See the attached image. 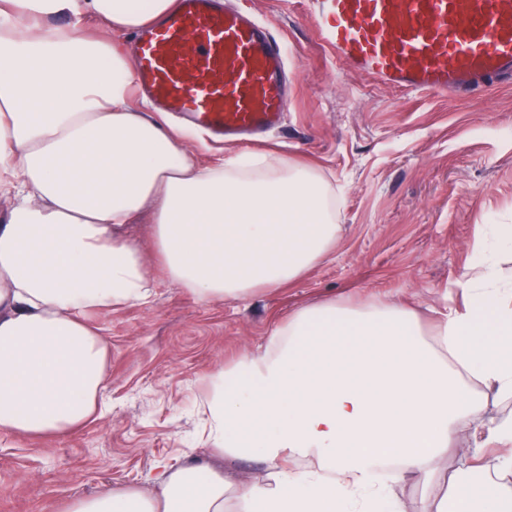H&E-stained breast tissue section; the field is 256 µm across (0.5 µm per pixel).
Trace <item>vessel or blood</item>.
Wrapping results in <instances>:
<instances>
[{"label": "vessel or blood", "mask_w": 512, "mask_h": 512, "mask_svg": "<svg viewBox=\"0 0 512 512\" xmlns=\"http://www.w3.org/2000/svg\"><path fill=\"white\" fill-rule=\"evenodd\" d=\"M320 43L398 90L469 94L512 75V0H310ZM136 84L224 141L257 142L288 110L271 27L224 0H180L133 42Z\"/></svg>", "instance_id": "1"}]
</instances>
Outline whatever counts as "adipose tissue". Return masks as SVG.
Listing matches in <instances>:
<instances>
[{"label": "adipose tissue", "mask_w": 512, "mask_h": 512, "mask_svg": "<svg viewBox=\"0 0 512 512\" xmlns=\"http://www.w3.org/2000/svg\"><path fill=\"white\" fill-rule=\"evenodd\" d=\"M176 0H0V435L57 439L98 412L110 341L91 313L148 304L141 249L120 235L153 214L152 249L171 284L202 303L242 301L302 278L336 246L324 183L283 155L257 166L200 163L193 131L146 109L122 45L66 36L55 20L92 16L115 33L169 15ZM457 286L461 303L423 336L407 305L333 299L295 308L265 347L213 375L207 441L256 457L270 480L240 486L214 469L166 467L154 489L103 486L63 512H406L393 485L432 484L459 428L475 464L418 512H512V454L481 480L484 449L512 447V289L493 257ZM313 458L311 470L294 460Z\"/></svg>", "instance_id": "1"}]
</instances>
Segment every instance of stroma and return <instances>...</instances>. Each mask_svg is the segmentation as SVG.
<instances>
[{"label": "stroma", "instance_id": "1", "mask_svg": "<svg viewBox=\"0 0 512 512\" xmlns=\"http://www.w3.org/2000/svg\"><path fill=\"white\" fill-rule=\"evenodd\" d=\"M286 45L291 99L282 125L257 144L311 168L341 228L330 258L289 285L241 302L201 303L157 281L144 306L92 315L111 341L98 419L58 441L0 437V512H49L105 485L150 486L163 466L204 465L247 483L256 461L212 454L203 434L206 375L265 343L301 304L377 296L430 308L461 299L488 224L512 225V79L466 97L416 94L348 69L313 33L305 0H234ZM471 430L456 433L446 477L407 479L393 492L417 512L448 475L468 472Z\"/></svg>", "mask_w": 512, "mask_h": 512}]
</instances>
